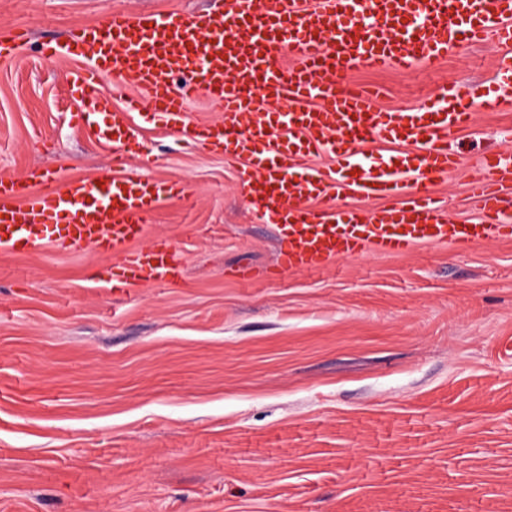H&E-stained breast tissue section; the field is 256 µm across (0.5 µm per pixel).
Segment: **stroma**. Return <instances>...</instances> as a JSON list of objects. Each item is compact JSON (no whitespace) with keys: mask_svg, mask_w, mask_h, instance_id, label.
<instances>
[{"mask_svg":"<svg viewBox=\"0 0 512 512\" xmlns=\"http://www.w3.org/2000/svg\"><path fill=\"white\" fill-rule=\"evenodd\" d=\"M216 0H0V176L93 179L112 143L75 126L88 60L50 56L116 7L188 15ZM494 40L409 71L357 68L409 110L474 86L467 153L434 190L476 221L467 181L512 151L487 110ZM130 172L181 180L141 246L182 255L178 283L113 292L112 258L0 253V512H512V241L370 253L272 276L277 242L223 156L134 115ZM249 279H241V269Z\"/></svg>","mask_w":512,"mask_h":512,"instance_id":"stroma-1","label":"stroma"}]
</instances>
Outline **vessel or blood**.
Here are the masks:
<instances>
[{"label": "vessel or blood", "mask_w": 512, "mask_h": 512, "mask_svg": "<svg viewBox=\"0 0 512 512\" xmlns=\"http://www.w3.org/2000/svg\"><path fill=\"white\" fill-rule=\"evenodd\" d=\"M494 39L500 50L489 109L512 107V0H224L223 10L187 17L112 9L99 27L74 26L70 46L90 67L73 83L93 106L108 96L105 72L136 93L108 125L115 149L100 181L0 177V250L52 245L113 257L112 286L172 283L180 252L168 239L137 247L168 200L191 201L181 182L161 184L127 172L138 142L130 113L182 131L238 162L240 193L279 245V274L318 271L369 252L399 255L422 245L472 247L512 240V159L486 153L470 176L481 203L477 222L442 215L434 183L461 167L457 135L473 123L460 88L405 112L378 107L377 90L353 83L360 66L410 70L445 59L460 44ZM221 112L217 123L187 118L174 77ZM411 148L368 154L369 142ZM336 162L318 167L315 156ZM387 198L367 209L342 197Z\"/></svg>", "instance_id": "vessel-or-blood-1"}]
</instances>
